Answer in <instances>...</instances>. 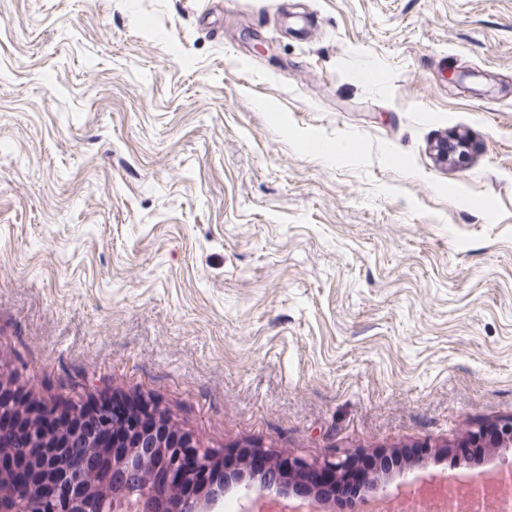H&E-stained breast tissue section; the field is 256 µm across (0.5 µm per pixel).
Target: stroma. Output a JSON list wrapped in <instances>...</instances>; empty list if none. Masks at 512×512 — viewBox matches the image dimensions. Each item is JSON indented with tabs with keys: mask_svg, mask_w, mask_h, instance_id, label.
I'll return each mask as SVG.
<instances>
[{
	"mask_svg": "<svg viewBox=\"0 0 512 512\" xmlns=\"http://www.w3.org/2000/svg\"><path fill=\"white\" fill-rule=\"evenodd\" d=\"M20 362L222 454L447 475L512 417V0H0ZM512 446V418L482 424L479 429L458 443L464 458L478 461L479 448H510ZM346 455L347 454L340 453L339 449L336 448L335 453L331 457L325 458L322 464H319L318 461L310 462L309 460L303 457H294L292 460H290V464L292 469H299L302 471H314L316 470L317 467H319L322 472L334 473L336 472L337 466H342L343 462L348 460V457H346Z\"/></svg>",
	"mask_w": 512,
	"mask_h": 512,
	"instance_id": "stroma-1",
	"label": "stroma"
}]
</instances>
